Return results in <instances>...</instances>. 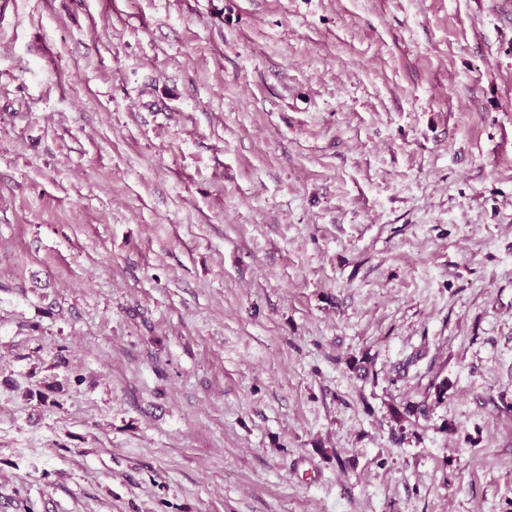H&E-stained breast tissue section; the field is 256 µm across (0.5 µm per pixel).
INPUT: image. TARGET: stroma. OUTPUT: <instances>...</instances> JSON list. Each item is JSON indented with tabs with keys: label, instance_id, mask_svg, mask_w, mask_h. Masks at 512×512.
<instances>
[{
	"label": "stroma",
	"instance_id": "35a3bbf8",
	"mask_svg": "<svg viewBox=\"0 0 512 512\" xmlns=\"http://www.w3.org/2000/svg\"><path fill=\"white\" fill-rule=\"evenodd\" d=\"M0 512H512V0H0Z\"/></svg>",
	"mask_w": 512,
	"mask_h": 512
}]
</instances>
